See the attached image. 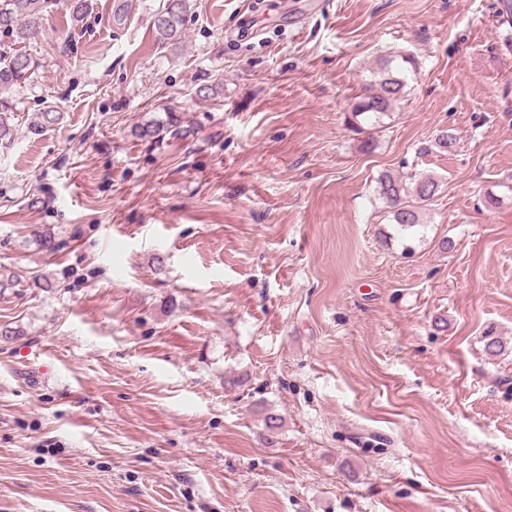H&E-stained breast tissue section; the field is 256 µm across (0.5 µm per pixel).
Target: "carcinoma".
<instances>
[{"instance_id":"cac0c4a2","label":"carcinoma","mask_w":512,"mask_h":512,"mask_svg":"<svg viewBox=\"0 0 512 512\" xmlns=\"http://www.w3.org/2000/svg\"><path fill=\"white\" fill-rule=\"evenodd\" d=\"M50 9V0H0V35L17 45V49L8 54L0 52V94L30 76L32 61L19 45L35 37ZM186 11L187 0H166L165 8L154 20L160 42L181 38ZM412 65V59L403 54L385 60L380 67V77L362 85L361 94L353 105L354 112L365 114L370 120L393 111L403 94L407 67ZM456 140L454 133L444 130L425 152H431L434 147L446 152ZM439 187V181L430 175L407 182L388 174L379 180V195L391 209L393 224L406 232L420 224L421 210L432 204Z\"/></svg>"}]
</instances>
